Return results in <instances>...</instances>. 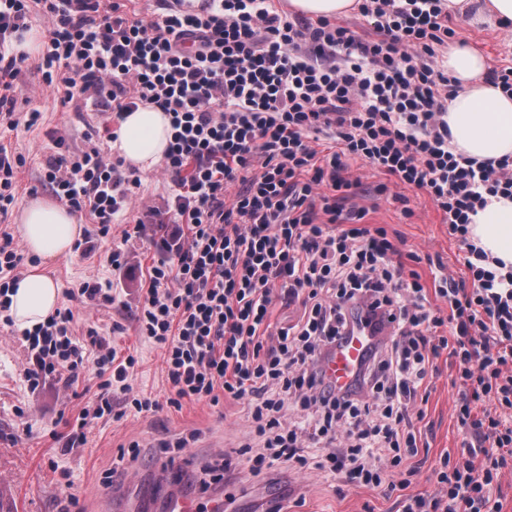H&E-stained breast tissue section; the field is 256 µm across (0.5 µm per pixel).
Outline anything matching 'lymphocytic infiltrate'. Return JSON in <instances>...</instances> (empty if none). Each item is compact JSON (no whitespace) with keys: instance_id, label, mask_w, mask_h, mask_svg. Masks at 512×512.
I'll return each mask as SVG.
<instances>
[{"instance_id":"1","label":"lymphocytic infiltrate","mask_w":512,"mask_h":512,"mask_svg":"<svg viewBox=\"0 0 512 512\" xmlns=\"http://www.w3.org/2000/svg\"><path fill=\"white\" fill-rule=\"evenodd\" d=\"M141 14L129 0H0V125L33 128L42 114L17 111L25 87L17 51L31 19L46 23L35 61L62 103L94 112L87 148L54 138L41 183L69 210L88 214L98 236L135 213L132 234L164 235L137 315L139 336L164 352L170 404L247 400L260 444L259 474L301 468L304 451L330 450L320 469L348 485L408 487L417 453L413 420L433 361L455 373L453 416L463 434L441 457L432 490L401 512H502L500 479L512 468V270L471 243L469 224L488 197L512 196V159L479 161L448 145L443 67L455 35L446 0H359L360 33L322 18L301 22L270 0H161ZM150 104L171 121L161 202L98 147L113 121ZM330 145L319 154L320 141ZM425 192L449 237L464 248V278L438 271L428 306L416 272L397 262L385 228L346 224L360 184L350 160ZM302 310L271 329L276 303ZM71 310L23 332L36 390L93 363L99 405L76 435L130 391L137 360L118 358L97 329L72 333ZM373 341L353 383L337 388L323 362L351 332Z\"/></svg>"}]
</instances>
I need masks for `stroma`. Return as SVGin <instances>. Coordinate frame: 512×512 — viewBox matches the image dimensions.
<instances>
[{"instance_id": "stroma-1", "label": "stroma", "mask_w": 512, "mask_h": 512, "mask_svg": "<svg viewBox=\"0 0 512 512\" xmlns=\"http://www.w3.org/2000/svg\"><path fill=\"white\" fill-rule=\"evenodd\" d=\"M459 39L478 46L489 67L512 64V32L476 22L473 12L451 17ZM44 114L35 129L0 128V144L20 154L17 201L45 196L39 181L41 166L51 145V136L64 137L72 148H85L84 120L73 105L62 104L51 92L34 102ZM389 176L365 170L363 188L352 200L363 209L364 224L382 227L399 240L406 268L415 270L426 288L434 286V261L463 273V252L449 239L443 215L429 197L414 188H404L408 205L378 193ZM84 237L94 238L90 256L80 251L47 266L61 290L62 308L74 313V334L83 336L87 326L100 327L119 355L134 354L138 362L128 382L133 394L157 400L159 407L138 413L113 404V413L87 431L86 441L70 445L69 435L85 408L91 407L100 380L93 367H86L75 381L53 383L30 391L23 374L28 352L17 337V327L0 322V500L5 512H108L102 498L112 488L122 499L138 501L142 512H164L168 489L178 486L188 495L207 496L237 486L242 500L260 512L268 497L284 500L285 512H397L404 493H417L433 486L432 471L441 456L457 452L462 435L451 416L452 372L447 356L435 359L421 404L423 418L416 424L421 433L420 450L412 465L420 472L407 490L385 492L363 485H344L333 475L309 469L301 478L279 464L266 475L250 473L248 456L234 457L222 479H212L209 468L225 450L250 441L248 406L244 401L220 399L218 404L182 400L168 403L169 384L160 349L145 343L137 332L135 316L140 305L139 286L154 261L152 238L124 239L123 225L112 228L111 240H98L96 227L80 215ZM122 246L126 268L115 270L104 255L110 245ZM421 262L410 261V254ZM111 284L114 304H100L78 297L83 282Z\"/></svg>"}]
</instances>
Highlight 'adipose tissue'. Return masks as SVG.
I'll return each instance as SVG.
<instances>
[{"label": "adipose tissue", "instance_id": "adipose-tissue-1", "mask_svg": "<svg viewBox=\"0 0 512 512\" xmlns=\"http://www.w3.org/2000/svg\"><path fill=\"white\" fill-rule=\"evenodd\" d=\"M447 57L448 76L456 87L448 101L453 152L479 160L512 158V95L486 78V59L479 50L452 43ZM117 134L113 149L127 165L148 171L163 160L171 129L164 112L142 105L120 119ZM18 222L25 247L38 263L9 290V314L18 328L31 329L61 303L42 263L68 255L83 227L68 208L42 197L21 205ZM470 231L478 247L512 268V198H489L487 206L473 215Z\"/></svg>", "mask_w": 512, "mask_h": 512}]
</instances>
